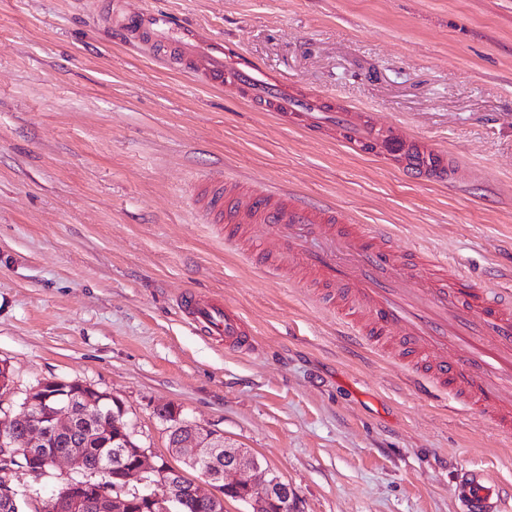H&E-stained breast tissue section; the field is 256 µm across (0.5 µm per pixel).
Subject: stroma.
<instances>
[{"label":"stroma","mask_w":512,"mask_h":512,"mask_svg":"<svg viewBox=\"0 0 512 512\" xmlns=\"http://www.w3.org/2000/svg\"><path fill=\"white\" fill-rule=\"evenodd\" d=\"M329 92L453 152L471 177L418 181L293 131L121 43L97 0H0V363L17 412L38 382L120 401L134 439L167 457L156 405L247 448L298 512H456L451 480L486 470L512 512V437L421 392L352 342L301 274L258 264L275 234L226 237L191 184L223 169L248 186L331 202L393 228L477 280L512 289V0H121ZM190 289L236 307L248 355L197 334ZM62 465L7 474L45 501Z\"/></svg>","instance_id":"stroma-1"}]
</instances>
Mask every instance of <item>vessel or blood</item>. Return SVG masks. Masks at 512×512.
Segmentation results:
<instances>
[{
	"instance_id": "vessel-or-blood-1",
	"label": "vessel or blood",
	"mask_w": 512,
	"mask_h": 512,
	"mask_svg": "<svg viewBox=\"0 0 512 512\" xmlns=\"http://www.w3.org/2000/svg\"><path fill=\"white\" fill-rule=\"evenodd\" d=\"M103 20L125 40L149 44L175 70L214 88H232L256 112H268L307 133L328 132L351 151L393 162L437 184H455L467 172L455 156L410 134H400L369 112L288 92L257 63L227 57L222 42H200L183 20L144 12L105 11ZM193 198L208 223L226 236L275 230L290 271L308 272L322 302L371 349L405 364L425 388L448 393L472 415L512 435V291L490 288L466 270L425 252L399 257L391 233L357 224L334 205L309 204L274 188L257 195L243 183L210 173L197 179ZM199 334L220 336L247 354L252 330L237 310L219 300L185 296ZM454 483L463 512H499L500 489L479 469H464Z\"/></svg>"
}]
</instances>
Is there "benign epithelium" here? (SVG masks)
Wrapping results in <instances>:
<instances>
[{
	"instance_id": "benign-epithelium-1",
	"label": "benign epithelium",
	"mask_w": 512,
	"mask_h": 512,
	"mask_svg": "<svg viewBox=\"0 0 512 512\" xmlns=\"http://www.w3.org/2000/svg\"><path fill=\"white\" fill-rule=\"evenodd\" d=\"M108 395L80 382L65 386L56 379H44L33 387L21 407L29 427L22 439H15L10 428L12 417L0 419V447L17 448L24 455L27 469L48 474L62 462L84 478L72 479L38 512H58L67 504L73 512H180V503L188 498L210 504L213 512H224L229 500L245 503L248 512H295L296 494L286 483L244 448L224 441V436L210 429L180 419L181 410L171 404L155 408L156 415L171 423L173 436L169 453L181 465L163 459L150 460L146 450L132 444L125 429L108 433L99 420L105 417L102 403ZM85 424L81 446L58 451L54 442L72 436L79 424ZM92 442L100 448L112 447V462L104 467L85 468V455ZM200 473L193 478L187 470ZM156 483L166 494H135L128 499L133 484Z\"/></svg>"
}]
</instances>
